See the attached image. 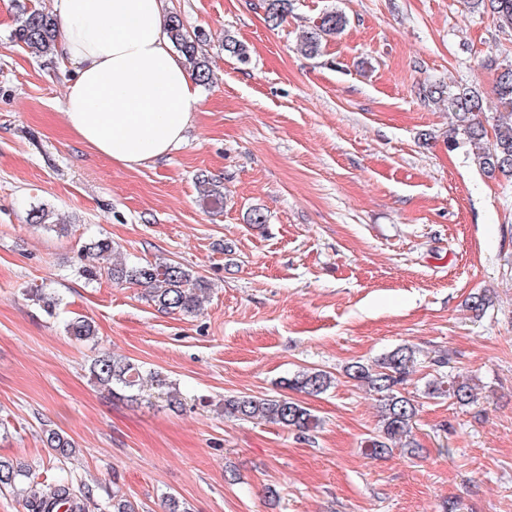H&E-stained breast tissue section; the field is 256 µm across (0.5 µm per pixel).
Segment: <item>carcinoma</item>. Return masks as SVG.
<instances>
[{
	"mask_svg": "<svg viewBox=\"0 0 512 512\" xmlns=\"http://www.w3.org/2000/svg\"><path fill=\"white\" fill-rule=\"evenodd\" d=\"M469 8L488 13L495 18L502 30H512V0H468ZM265 21L271 26L280 24L288 15L290 0H262ZM348 25L346 15L336 9L324 12L309 32L303 36L302 49L307 56L321 52L323 40L342 34ZM166 33L173 47L181 54L184 65L195 79L206 85L212 82V71L201 52V38L196 32L185 28L180 16L172 13L166 19ZM14 40L36 57L52 56L56 53L60 30L52 14L34 8L23 11V20L16 27ZM224 53L244 61L246 48L231 35L224 36ZM495 94L507 111L495 119L493 134H488L481 115L485 112L483 94L475 87L457 85L446 88L434 85L427 90L432 102L447 105L455 117L457 139L453 144L469 148L473 162L487 174H501L512 178V63L501 66L495 80ZM201 194L211 207L224 205V188L208 176L197 177ZM49 213L37 209L30 213V223L59 234L66 232L62 224L48 223ZM112 240L92 239L84 245L86 256L95 261L82 269L89 281L105 274L115 283H128L144 289L146 298L159 310L166 313L198 315L203 310L204 295L210 284L201 276L175 263L164 261H132L112 263ZM32 300L51 313L61 299L44 288L31 291ZM67 333L80 341H89L96 336L95 326L84 316H74L67 321ZM420 364L419 351L412 345H400L370 364L355 362L346 367L349 378L378 395V428L365 438L363 450L366 455L381 458L392 453V445L402 444L408 454L418 456V448L412 438L413 421L417 415L415 401L403 393L408 377ZM90 380L122 400L136 401L143 391L145 379L165 390L168 405L173 409L184 406V397L176 384L164 375L153 372L144 377L134 363L103 353L89 366ZM285 388L317 396L333 384L331 375L323 370L302 369L280 381ZM426 393L432 397L446 395L462 406L476 402L477 393L469 379H457L450 383L436 378L426 385ZM224 414L242 420H263L281 425L300 433L317 427L318 419L302 402L280 397L238 396L224 400ZM44 445L63 458L76 452L75 443L56 430H48ZM10 489L25 498L28 512H53L62 505L65 512H86L89 495L78 492L69 482H58L42 487L30 481L29 471L18 463L0 460V490Z\"/></svg>",
	"mask_w": 512,
	"mask_h": 512,
	"instance_id": "carcinoma-1",
	"label": "carcinoma"
}]
</instances>
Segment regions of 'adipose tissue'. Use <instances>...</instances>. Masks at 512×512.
Masks as SVG:
<instances>
[{"instance_id": "1", "label": "adipose tissue", "mask_w": 512, "mask_h": 512, "mask_svg": "<svg viewBox=\"0 0 512 512\" xmlns=\"http://www.w3.org/2000/svg\"><path fill=\"white\" fill-rule=\"evenodd\" d=\"M59 16L78 139L128 168L181 145L201 94L167 37L164 0H59Z\"/></svg>"}]
</instances>
